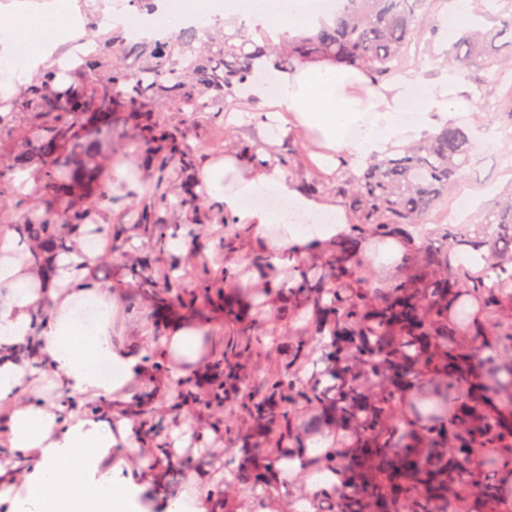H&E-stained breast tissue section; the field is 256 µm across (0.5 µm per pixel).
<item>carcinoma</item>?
<instances>
[{"mask_svg":"<svg viewBox=\"0 0 512 512\" xmlns=\"http://www.w3.org/2000/svg\"><path fill=\"white\" fill-rule=\"evenodd\" d=\"M332 24L306 30L278 45L265 32L263 44L240 30L221 37L190 29L161 39L121 35L93 40V52L76 66L55 68L8 98L0 96V214L8 200H33L19 234L43 287L56 286L59 263L71 258L72 242L100 232L96 217L127 196L104 191L87 205L75 195L91 194L101 162L99 138L117 123L132 124L137 155L149 181L130 187L126 206L147 253L136 259L148 274L157 308L177 304L188 312L212 305L224 310L231 335L209 362L214 373L207 399L197 380H176L177 405L214 411L200 427L223 431L241 448L234 480L216 503L245 488L280 490V464L291 449L327 428L336 442L316 446L306 466L334 480L319 488L334 500L341 488L354 492L340 512H451L456 503L479 500L481 512H501L500 474H512V190L496 199L478 224H432L437 202L448 196L472 150L471 131L447 126L427 141L410 144L354 170L336 156L330 178L304 166L302 147L288 142L258 164L288 170L307 195L333 194L352 224L324 254L295 256L260 247L249 256L265 273L288 261V323L273 331L244 321L237 303L249 296L232 271L224 284L202 273L187 289L174 275L170 240L217 220L224 208H205L195 179L203 158L176 117L190 113L224 122L228 98L252 74L256 59L275 55L284 65L312 58L344 63L365 72L377 87L407 54L426 0H350ZM496 36L461 31L450 64L492 70V81L512 75V54L496 55ZM140 61L130 73L124 60ZM232 226L222 247L247 240ZM403 246L399 272L385 286L373 282L362 262L363 241ZM288 343V354L279 345ZM332 366L340 395L328 397L321 379H301L317 350ZM147 362L169 375L162 335L154 336ZM128 415L146 441L158 432L159 412L143 405ZM354 447L349 459L338 449ZM433 448L434 465L418 449ZM486 451L489 480L476 487L453 480L475 450Z\"/></svg>","mask_w":512,"mask_h":512,"instance_id":"obj_1","label":"carcinoma"}]
</instances>
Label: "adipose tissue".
<instances>
[{
	"instance_id": "ef3b65f1",
	"label": "adipose tissue",
	"mask_w": 512,
	"mask_h": 512,
	"mask_svg": "<svg viewBox=\"0 0 512 512\" xmlns=\"http://www.w3.org/2000/svg\"><path fill=\"white\" fill-rule=\"evenodd\" d=\"M223 11L225 20L245 21L274 39L331 19L310 11L308 0H225ZM15 15L54 18L55 29L37 36L33 55L0 75L1 93L51 66L58 47L83 27L78 0H10L0 5V57L10 53ZM240 96L294 114L321 133L327 148L357 165L434 135L471 107L455 74L446 71L435 80L401 76L373 87L362 73L343 65L305 61L282 67L267 57L256 61ZM234 168L231 158L206 166L207 186L225 211L255 235L284 228L283 237L267 239L268 248L313 252L351 222L343 208L307 196L276 168L252 166L238 187L226 186L224 175ZM256 193L273 196L281 208L253 205ZM315 214L328 222L312 230L302 220ZM0 251L10 255L0 266V402L12 406L0 420V504L26 503L34 512H139V474L112 463L116 441L138 453L132 427L88 408L148 374L144 357L112 334L111 294L69 270L61 273L67 295L45 291L36 284L38 272L27 263L28 249L19 237L6 238ZM46 302L51 315L36 320ZM28 346L36 351L37 365L18 357ZM46 371L54 373L68 403L43 397L38 382Z\"/></svg>"
}]
</instances>
